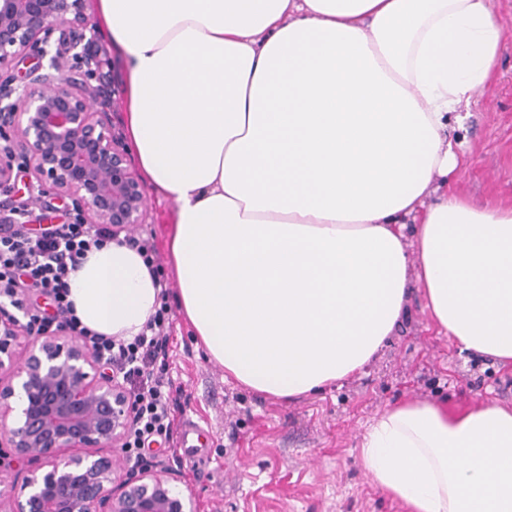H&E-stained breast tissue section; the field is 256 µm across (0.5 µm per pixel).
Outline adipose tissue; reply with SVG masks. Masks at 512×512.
<instances>
[{
	"mask_svg": "<svg viewBox=\"0 0 512 512\" xmlns=\"http://www.w3.org/2000/svg\"><path fill=\"white\" fill-rule=\"evenodd\" d=\"M127 62L145 184L175 204L178 300L225 377L280 399L362 370L411 286L462 352L512 364V206L456 195L451 123L494 74L490 0H94ZM415 224V244L403 229ZM88 328L137 336L159 305L135 248L69 277ZM361 465L406 512H512V407L372 419Z\"/></svg>",
	"mask_w": 512,
	"mask_h": 512,
	"instance_id": "adipose-tissue-1",
	"label": "adipose tissue"
}]
</instances>
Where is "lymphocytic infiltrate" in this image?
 <instances>
[{"instance_id": "obj_1", "label": "lymphocytic infiltrate", "mask_w": 512, "mask_h": 512, "mask_svg": "<svg viewBox=\"0 0 512 512\" xmlns=\"http://www.w3.org/2000/svg\"><path fill=\"white\" fill-rule=\"evenodd\" d=\"M30 215L24 206L0 211V298L19 309L28 291L48 296L54 307L53 317L31 314L27 329L38 332L59 322L61 328L81 337L93 354L111 365L113 376L134 399L128 447H141L155 436L172 439V381L155 368L157 360L169 358L167 305H160L143 331L129 340L103 336L83 326L69 299V272L87 252L115 239L116 234L111 226L87 224L77 215L35 235L28 228Z\"/></svg>"}]
</instances>
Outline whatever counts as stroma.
Returning <instances> with one entry per match:
<instances>
[{
  "label": "stroma",
  "mask_w": 512,
  "mask_h": 512,
  "mask_svg": "<svg viewBox=\"0 0 512 512\" xmlns=\"http://www.w3.org/2000/svg\"><path fill=\"white\" fill-rule=\"evenodd\" d=\"M501 29L496 76L480 88L468 116L453 134L466 147L452 187L490 205L512 203V0H491ZM102 66L112 129L126 137L124 56L99 36L93 48ZM172 201L147 194L148 217L137 234L152 238L169 289L177 280L166 250ZM171 338L167 373L174 386L177 421L193 419L208 442L202 463L187 460L178 441L145 449L147 461L167 468L189 489L196 512H403L399 503L370 484L358 461L365 426L385 408L406 400H432L449 409L487 401L512 406V368L459 353L431 325L419 292L390 344L363 373L342 385L294 402L258 395L224 377L208 359L169 297Z\"/></svg>",
  "instance_id": "1"
}]
</instances>
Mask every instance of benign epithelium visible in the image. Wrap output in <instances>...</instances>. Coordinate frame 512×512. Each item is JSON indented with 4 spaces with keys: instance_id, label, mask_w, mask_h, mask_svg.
Segmentation results:
<instances>
[{
    "instance_id": "1",
    "label": "benign epithelium",
    "mask_w": 512,
    "mask_h": 512,
    "mask_svg": "<svg viewBox=\"0 0 512 512\" xmlns=\"http://www.w3.org/2000/svg\"><path fill=\"white\" fill-rule=\"evenodd\" d=\"M93 29L84 0H0V67L35 51L21 93L0 88V189L12 186L11 153L40 187L69 198L89 224L116 232L146 223V186L99 109L103 86L67 74L68 58L100 65L91 43L49 48L57 28ZM134 406L77 336L31 334L0 313V469L36 461L21 484L3 486L0 512H195L168 472L120 466L101 448H123Z\"/></svg>"
}]
</instances>
